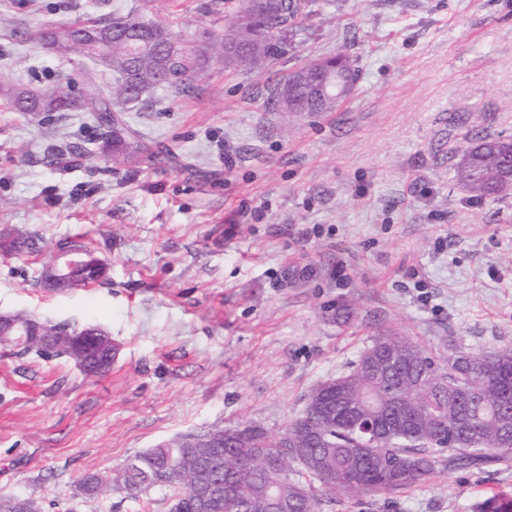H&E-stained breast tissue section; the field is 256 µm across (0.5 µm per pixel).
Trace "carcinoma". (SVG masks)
Returning a JSON list of instances; mask_svg holds the SVG:
<instances>
[{
	"label": "carcinoma",
	"mask_w": 512,
	"mask_h": 512,
	"mask_svg": "<svg viewBox=\"0 0 512 512\" xmlns=\"http://www.w3.org/2000/svg\"><path fill=\"white\" fill-rule=\"evenodd\" d=\"M306 0H239L236 21L220 38L201 46L179 39L164 26L133 14L80 23L94 38L107 42L112 73L122 75L136 65L140 86L97 88L88 99H77L71 86L38 90L30 103L10 89L0 91L21 112H90L102 130L106 147L133 162L140 153L135 134L121 113L148 107L146 94L164 87L175 95L197 90L212 64L224 60L228 44L247 48L237 66L263 71L279 56L288 34L307 18ZM74 24H44L31 37L61 57L90 49L80 45ZM357 79L356 62L344 52L314 59L295 69L269 92L271 106L284 112H332L336 87L320 91L336 73ZM512 174V138L482 137L464 153L457 179L477 201L496 200L503 180ZM4 248L16 255L40 250L29 237H10ZM448 348L461 362L450 368L444 353L433 352L408 336L383 334L373 338L346 373L329 379L309 396L301 417L288 426L299 448L283 447V438L255 427L215 429L227 434L225 452L249 459L252 472L242 478L224 471V492L214 497L208 512H270L266 468L279 473L275 492L288 512H320L321 499L294 478L296 468L329 478L332 489L349 495L386 494L425 483L440 467H478L512 457V345L475 351L459 338ZM448 437L452 446L437 444ZM166 448H151L129 459L112 476V483L135 497L159 487L181 497L184 512H195L190 493L191 473L166 466ZM476 512H512L511 499H491Z\"/></svg>",
	"instance_id": "cac0c4a2"
}]
</instances>
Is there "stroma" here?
Instances as JSON below:
<instances>
[{"instance_id":"obj_1","label":"stroma","mask_w":512,"mask_h":512,"mask_svg":"<svg viewBox=\"0 0 512 512\" xmlns=\"http://www.w3.org/2000/svg\"><path fill=\"white\" fill-rule=\"evenodd\" d=\"M177 37L223 33L237 0H0V85L111 71L26 38L43 23L126 14ZM269 72L213 63L191 95L156 89L126 113L146 156L102 150L87 113L33 115L0 101V234L40 252L0 256V312L103 328L111 369L0 347V496L44 512H168L169 492L87 472L189 432L255 426L280 435L311 392L373 337L429 349L512 344V194L474 203L455 167L475 137L512 136V0H312ZM358 59L333 112L266 104L307 60ZM81 236L104 282L39 284L58 242ZM321 512H474L512 498V463L438 469L424 484L349 498L317 486Z\"/></svg>"}]
</instances>
